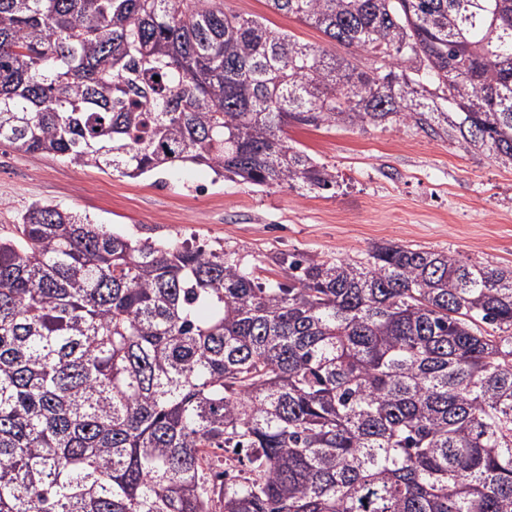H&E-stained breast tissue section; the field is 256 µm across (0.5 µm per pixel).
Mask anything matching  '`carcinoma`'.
Wrapping results in <instances>:
<instances>
[{
	"label": "carcinoma",
	"instance_id": "obj_1",
	"mask_svg": "<svg viewBox=\"0 0 512 512\" xmlns=\"http://www.w3.org/2000/svg\"><path fill=\"white\" fill-rule=\"evenodd\" d=\"M267 2L368 67L224 0H0V144L312 193L336 170L285 127L412 123L512 167V0ZM275 263L32 204L0 236V512H512V267Z\"/></svg>",
	"mask_w": 512,
	"mask_h": 512
}]
</instances>
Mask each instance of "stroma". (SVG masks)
I'll return each mask as SVG.
<instances>
[{"instance_id":"1","label":"stroma","mask_w":512,"mask_h":512,"mask_svg":"<svg viewBox=\"0 0 512 512\" xmlns=\"http://www.w3.org/2000/svg\"><path fill=\"white\" fill-rule=\"evenodd\" d=\"M226 11L264 17L270 28L351 58L321 31L271 10L266 0H224ZM289 143L334 167L336 192L299 195L215 179L190 166L129 180L0 146V233L14 231L36 202L86 215L134 239L236 250L270 269L273 258L305 252L321 259L366 258L395 242L452 252L465 262L512 267V169L434 138L412 124L382 129L288 126Z\"/></svg>"}]
</instances>
